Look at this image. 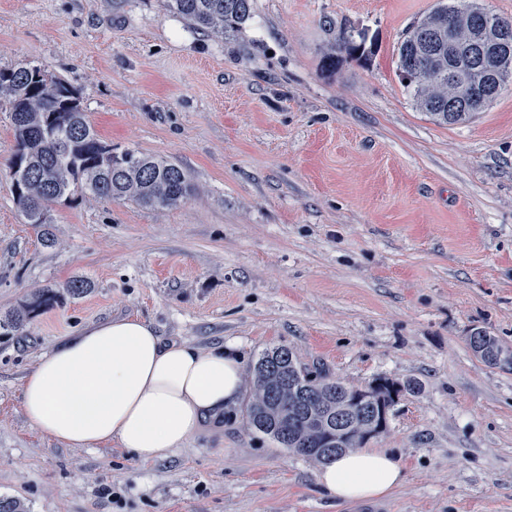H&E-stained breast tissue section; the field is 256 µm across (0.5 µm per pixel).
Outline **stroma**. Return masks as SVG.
Returning a JSON list of instances; mask_svg holds the SVG:
<instances>
[{"instance_id":"stroma-1","label":"stroma","mask_w":512,"mask_h":512,"mask_svg":"<svg viewBox=\"0 0 512 512\" xmlns=\"http://www.w3.org/2000/svg\"><path fill=\"white\" fill-rule=\"evenodd\" d=\"M163 2L0 0V68L65 79L101 139L196 187L166 211L57 205L44 245L13 201L0 102V316L91 284L0 334V496L26 512H512V369L468 344L479 329L512 349V83L463 124L416 109L393 50L436 0H251L223 37ZM345 28L373 53L326 67ZM127 316L167 340L235 342L247 377L283 348L355 387L417 381L367 442L404 485L331 500L318 464L248 429L241 405L155 463L41 436L24 374L61 337ZM89 288V282L83 279H75L67 283L63 288H39L31 299L21 305L19 309L11 314L0 318V329L5 331L19 330L29 318L45 310L54 304L65 300L68 295L75 298L80 296ZM62 290V291H61Z\"/></svg>"}]
</instances>
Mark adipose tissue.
Masks as SVG:
<instances>
[{"instance_id": "ef3b65f1", "label": "adipose tissue", "mask_w": 512, "mask_h": 512, "mask_svg": "<svg viewBox=\"0 0 512 512\" xmlns=\"http://www.w3.org/2000/svg\"><path fill=\"white\" fill-rule=\"evenodd\" d=\"M245 391L235 345L165 341L138 318L82 327L44 352L21 384V409L68 448L117 444L142 462L168 459L204 429L219 428ZM404 481L389 451H347L317 483L339 501L380 498Z\"/></svg>"}]
</instances>
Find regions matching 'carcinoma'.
<instances>
[{"label": "carcinoma", "mask_w": 512, "mask_h": 512, "mask_svg": "<svg viewBox=\"0 0 512 512\" xmlns=\"http://www.w3.org/2000/svg\"><path fill=\"white\" fill-rule=\"evenodd\" d=\"M165 6L193 28L225 35L250 17V0H165ZM485 23L474 0L441 4L412 23L396 48V76L416 108L437 121H469L484 105L464 96L463 84L485 76L484 47L470 34ZM455 29L448 42V25ZM338 49L364 55L365 39L352 32ZM495 67L512 79V45L496 50ZM0 100L8 103L16 150L8 166L13 200L25 223L42 229L45 245L54 243L52 207L76 196L131 200L149 210L174 209L193 194L189 173L165 159L134 150L116 151L85 119L78 90L31 64L0 69ZM89 282L75 279L63 288L38 289L31 299L0 318V329L19 330L29 318L65 297L80 296ZM254 386L245 408L247 426L314 463L322 464L364 444L366 417L345 401L349 386L319 369L297 364L292 352H265L253 368ZM379 391L400 396L418 390L408 380L380 378ZM341 434L343 447L328 448L326 436Z\"/></svg>", "instance_id": "carcinoma-1"}]
</instances>
